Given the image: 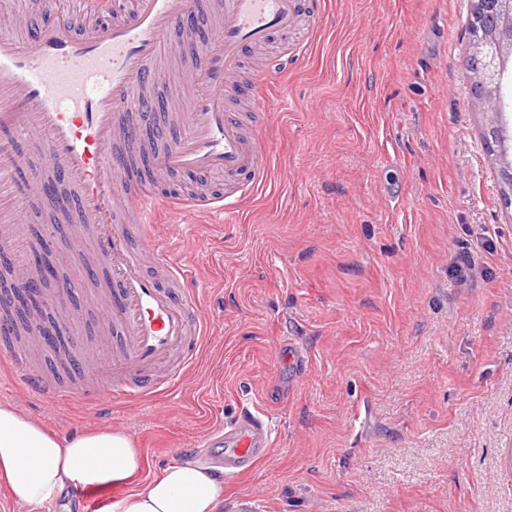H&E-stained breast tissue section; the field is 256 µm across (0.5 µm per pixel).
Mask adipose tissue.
Here are the masks:
<instances>
[{
	"label": "adipose tissue",
	"instance_id": "adipose-tissue-1",
	"mask_svg": "<svg viewBox=\"0 0 512 512\" xmlns=\"http://www.w3.org/2000/svg\"><path fill=\"white\" fill-rule=\"evenodd\" d=\"M139 468V451L124 429L104 427L64 438L14 405L0 404V483L35 510L56 500L71 482L111 486ZM223 504V479L185 457L114 502L111 512H221Z\"/></svg>",
	"mask_w": 512,
	"mask_h": 512
}]
</instances>
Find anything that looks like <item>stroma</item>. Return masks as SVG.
<instances>
[{
	"label": "stroma",
	"mask_w": 512,
	"mask_h": 512,
	"mask_svg": "<svg viewBox=\"0 0 512 512\" xmlns=\"http://www.w3.org/2000/svg\"><path fill=\"white\" fill-rule=\"evenodd\" d=\"M473 8L321 0L263 112L231 104L270 148L265 186L230 219L155 217L210 318L194 364L104 412L20 391L0 353V403L65 437L128 430L124 494L185 454L209 463L203 437L248 407L273 443L223 512H512V206L466 66Z\"/></svg>",
	"instance_id": "obj_1"
}]
</instances>
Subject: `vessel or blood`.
Returning <instances> with one entry per match:
<instances>
[{
  "label": "vessel or blood",
  "instance_id": "vessel-or-blood-1",
  "mask_svg": "<svg viewBox=\"0 0 512 512\" xmlns=\"http://www.w3.org/2000/svg\"><path fill=\"white\" fill-rule=\"evenodd\" d=\"M112 7V0H77L76 16L63 18L43 0L38 22L0 33V254L10 265L7 284L25 281L17 254L24 200L54 172L73 191L69 221L85 225L95 258L69 286L100 287L112 310L108 357L95 385L79 383L86 363L72 352L61 356L72 383L36 368L17 377L47 401L75 396L105 410L118 400L165 391L189 369L207 332L208 319L183 268L154 232L162 205L153 177L219 173L236 179V193L165 205L183 216L229 212L263 186L268 153L243 137L230 110L245 51L286 37L302 13L319 12L318 0H134L131 16L115 21ZM167 52L189 63L195 91L167 145L147 155L136 182L120 181L143 138L141 123L129 121V114L149 99L152 121L165 116L166 98L156 96L155 85ZM19 139L39 144L40 161L15 153ZM147 249L151 273L142 261ZM269 430L264 415L245 409L210 431L204 445L214 449L213 465L229 479L269 454Z\"/></svg>",
  "mask_w": 512,
  "mask_h": 512
}]
</instances>
